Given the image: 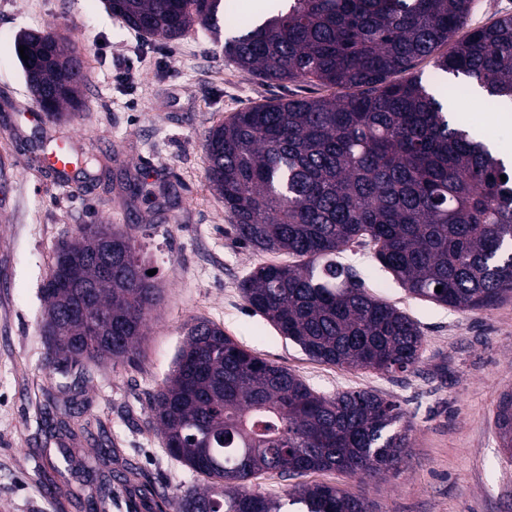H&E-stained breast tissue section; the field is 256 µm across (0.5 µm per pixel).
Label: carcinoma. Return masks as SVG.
<instances>
[{
    "label": "carcinoma",
    "mask_w": 512,
    "mask_h": 512,
    "mask_svg": "<svg viewBox=\"0 0 512 512\" xmlns=\"http://www.w3.org/2000/svg\"><path fill=\"white\" fill-rule=\"evenodd\" d=\"M222 0H105L146 37L174 40L194 23L218 33ZM288 8L224 40V54L269 83L336 90L270 98L208 130V179L237 238L284 253L240 288L249 307L314 360L341 368L407 372L421 359L418 325L369 294L336 261L372 247L383 271L413 297L460 311L512 294V161L476 139L411 75L418 62L486 93L512 111V16L458 39L471 0H286ZM21 62L30 92L54 119L82 107L65 52L34 34ZM448 47L446 52L441 48ZM506 180H501V176ZM134 228L80 224L58 247L42 288L47 364L135 359L160 289ZM442 287L436 292V287ZM83 303L106 326L91 334L65 312ZM152 420L169 453L208 478L176 512H280L251 486L266 472L293 479L338 471L380 479L408 456L412 424L374 392H316L288 368L259 358L196 318L171 377L153 394ZM512 453V393L496 412ZM307 512H369L367 499L297 483Z\"/></svg>",
    "instance_id": "obj_1"
}]
</instances>
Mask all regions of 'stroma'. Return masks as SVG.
<instances>
[{
    "label": "stroma",
    "instance_id": "stroma-1",
    "mask_svg": "<svg viewBox=\"0 0 512 512\" xmlns=\"http://www.w3.org/2000/svg\"><path fill=\"white\" fill-rule=\"evenodd\" d=\"M23 30L74 44L84 62L79 115L40 128L28 122L35 102L15 52ZM324 93L242 72L198 25L173 41L148 39L107 12L103 0H0V512H131L120 482L105 497L99 482L84 477L103 446L112 450L113 471L137 467L140 485L165 512L177 494L204 484L170 456L150 412L195 318L318 392L367 390L400 403L413 431L397 473L363 482L316 472L305 483L363 493L371 512H512V453L495 425L497 406L512 390V296L465 312L431 304L382 272L372 249L348 248L342 263L422 332L417 368L386 374L310 358L243 297L239 285L254 268L290 258L237 240L206 177L205 134L267 99ZM484 99L471 92L462 117L510 156L512 117L484 125ZM52 137L71 142L80 167L73 182H60L38 160ZM130 179L152 188L150 201L126 195ZM94 220L137 226L162 300L135 360L54 370L46 365L41 287L57 246ZM68 403L80 433L66 447L45 418Z\"/></svg>",
    "mask_w": 512,
    "mask_h": 512
}]
</instances>
